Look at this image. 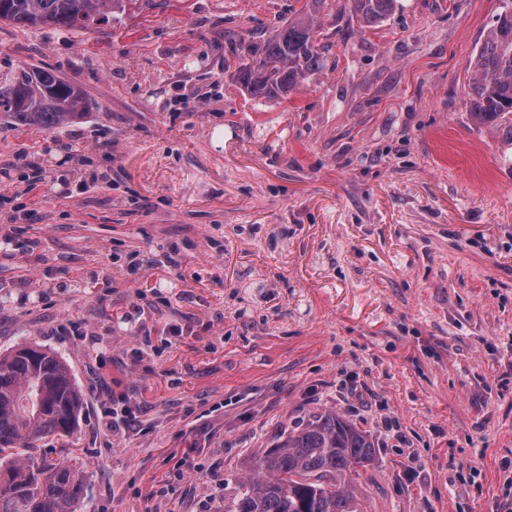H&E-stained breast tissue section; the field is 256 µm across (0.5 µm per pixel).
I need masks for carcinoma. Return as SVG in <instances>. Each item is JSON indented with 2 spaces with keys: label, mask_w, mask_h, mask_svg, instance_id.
Returning a JSON list of instances; mask_svg holds the SVG:
<instances>
[{
  "label": "carcinoma",
  "mask_w": 512,
  "mask_h": 512,
  "mask_svg": "<svg viewBox=\"0 0 512 512\" xmlns=\"http://www.w3.org/2000/svg\"><path fill=\"white\" fill-rule=\"evenodd\" d=\"M125 0H0V21L24 27L88 30L108 22ZM355 17L376 26L396 0H349ZM315 16L301 9L288 25L251 49L236 77L253 98L286 95L322 68ZM465 109L481 125L512 133V7L496 15L479 52L468 62ZM94 108L82 88L55 71L20 65L0 74V125L52 132ZM82 395L69 365L52 351L22 344L0 354V512H77L82 471L38 462L20 449L49 435H70ZM368 434L334 412L288 432L253 462L252 475L224 512H357L347 476L373 461Z\"/></svg>",
  "instance_id": "obj_1"
}]
</instances>
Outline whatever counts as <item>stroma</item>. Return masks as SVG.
<instances>
[{"mask_svg": "<svg viewBox=\"0 0 512 512\" xmlns=\"http://www.w3.org/2000/svg\"><path fill=\"white\" fill-rule=\"evenodd\" d=\"M501 0H323V66L288 96L235 78L299 0H128L88 30L0 22V73L96 104L0 127L41 187L0 208V353L38 344L83 395L32 457L85 474L78 512H222L290 429L333 411L375 459L359 512H502L512 460V135L467 63ZM20 220H13V213ZM355 17L369 26H376L390 16L396 8V0H349Z\"/></svg>", "mask_w": 512, "mask_h": 512, "instance_id": "stroma-1", "label": "stroma"}]
</instances>
